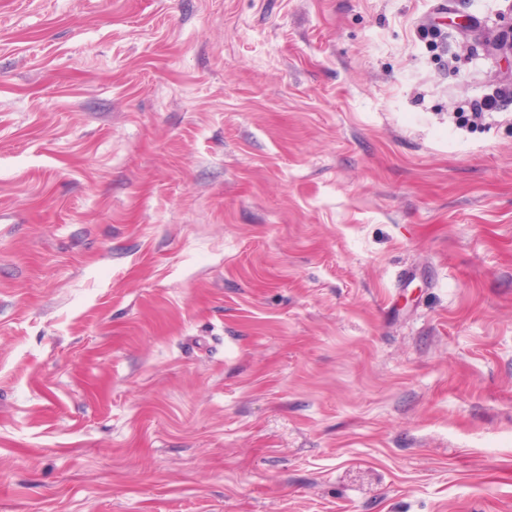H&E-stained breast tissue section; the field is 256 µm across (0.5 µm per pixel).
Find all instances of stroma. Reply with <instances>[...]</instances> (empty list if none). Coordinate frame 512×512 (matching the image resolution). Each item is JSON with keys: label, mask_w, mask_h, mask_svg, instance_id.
I'll list each match as a JSON object with an SVG mask.
<instances>
[{"label": "stroma", "mask_w": 512, "mask_h": 512, "mask_svg": "<svg viewBox=\"0 0 512 512\" xmlns=\"http://www.w3.org/2000/svg\"><path fill=\"white\" fill-rule=\"evenodd\" d=\"M511 28L0 0V512H512Z\"/></svg>", "instance_id": "stroma-1"}]
</instances>
